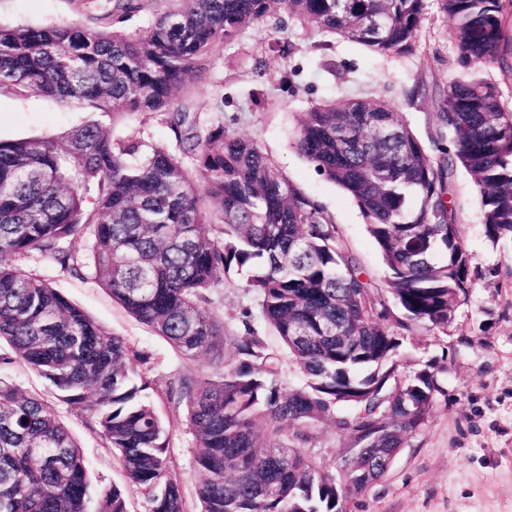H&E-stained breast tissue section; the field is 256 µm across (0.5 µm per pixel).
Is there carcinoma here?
Listing matches in <instances>:
<instances>
[{
    "label": "carcinoma",
    "instance_id": "1",
    "mask_svg": "<svg viewBox=\"0 0 512 512\" xmlns=\"http://www.w3.org/2000/svg\"><path fill=\"white\" fill-rule=\"evenodd\" d=\"M105 26L0 25V88L86 114L78 127L0 140V370L21 363L83 413L149 512H185L169 435L148 395L146 363L38 275L35 256L90 271L112 299L185 361L215 372L169 382L195 440L201 512H344L389 471L425 423L440 371L398 374L399 330H448L479 273L460 240L457 169L480 195L491 245L512 241V112L497 86L456 79L439 101L428 148L377 97L305 113L294 145L357 203L391 299L344 245L333 216L290 182L252 139L205 122L177 100L249 28L288 13L318 34L384 54L414 51L426 0H163L145 28L125 23L146 0H110ZM463 61L512 75V0H439ZM152 112L174 146L128 119ZM451 145H445V142ZM87 235L81 258L61 246ZM247 273L257 317L229 331L212 307L224 276ZM265 322L281 349L255 328ZM304 382L287 389L283 356ZM330 420L353 464L328 473L287 442ZM0 512H129L118 487L95 491L80 446L44 397L0 378Z\"/></svg>",
    "mask_w": 512,
    "mask_h": 512
}]
</instances>
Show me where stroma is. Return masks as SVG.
<instances>
[{
    "instance_id": "1",
    "label": "stroma",
    "mask_w": 512,
    "mask_h": 512,
    "mask_svg": "<svg viewBox=\"0 0 512 512\" xmlns=\"http://www.w3.org/2000/svg\"><path fill=\"white\" fill-rule=\"evenodd\" d=\"M108 8L107 0H0V24L78 21L96 26ZM283 22L280 28L265 22L226 45L186 101L204 116L223 110L226 129L256 140L290 181L333 215L346 246L375 285L384 287L386 270L357 204L294 147L305 112L325 100L370 94L401 112L425 142L437 124L435 100L449 82L480 74L497 85L503 107L512 112V79L498 66L459 61L452 25L438 0H426L416 49L403 56L374 54L340 38L324 40L288 15ZM416 84L423 95L408 101L403 90ZM83 118L81 111L45 97L0 93L1 140L59 134L80 125ZM453 195L461 242L473 265L512 274V242L494 246L486 240L478 195L464 170L456 172ZM25 267L148 356L149 374L157 384L152 398L169 430L171 468L182 481L186 512H198L194 436L184 411L167 402L164 390L187 370L210 376L214 368L209 360L184 362L164 338L113 302L92 274L72 276L48 258L27 260ZM212 301L226 326L234 329L243 311L256 310L258 297L246 288L244 275L233 271ZM403 351L408 363L401 367V377L412 376L426 364L444 365V392L388 475L349 501L346 512H512V288L492 279L476 281L469 302L456 310L447 332L415 327L405 334ZM57 410L91 464L93 485L125 487L129 512H148L145 496L126 488L118 461L82 416L62 404ZM348 448L346 434L322 424L302 450L334 472Z\"/></svg>"
}]
</instances>
